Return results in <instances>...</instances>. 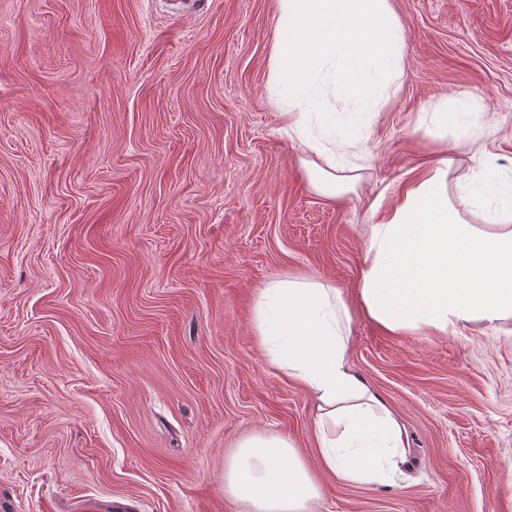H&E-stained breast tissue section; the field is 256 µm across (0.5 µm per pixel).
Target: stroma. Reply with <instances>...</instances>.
I'll list each match as a JSON object with an SVG mask.
<instances>
[{
	"label": "stroma",
	"instance_id": "stroma-1",
	"mask_svg": "<svg viewBox=\"0 0 512 512\" xmlns=\"http://www.w3.org/2000/svg\"><path fill=\"white\" fill-rule=\"evenodd\" d=\"M0 0V512H250L239 440L293 441L311 512H512V321L392 334L357 305L383 187L479 140L512 180V0H392L400 90L356 138L355 191L315 193L268 85L277 0ZM458 110L447 140L432 108ZM338 288L348 357L406 431L385 484L322 470L314 404L255 334L270 281Z\"/></svg>",
	"mask_w": 512,
	"mask_h": 512
}]
</instances>
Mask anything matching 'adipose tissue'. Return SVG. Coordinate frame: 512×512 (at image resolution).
<instances>
[{
    "mask_svg": "<svg viewBox=\"0 0 512 512\" xmlns=\"http://www.w3.org/2000/svg\"><path fill=\"white\" fill-rule=\"evenodd\" d=\"M405 31L390 0H278L269 84L288 97L281 114L306 153L311 188L335 199L361 180L342 153L308 134L333 87L344 120L363 126L400 87ZM445 156L411 179L396 205H373L357 304L390 333L448 334L512 320V201L478 206L484 169L453 175ZM351 316L340 291L287 277L259 294L255 328L270 365L315 402L324 471L349 482L390 481L410 450L392 411L348 359ZM224 490L252 512H310L317 484L292 441L255 434L224 466Z\"/></svg>",
    "mask_w": 512,
    "mask_h": 512,
    "instance_id": "ef3b65f1",
    "label": "adipose tissue"
}]
</instances>
